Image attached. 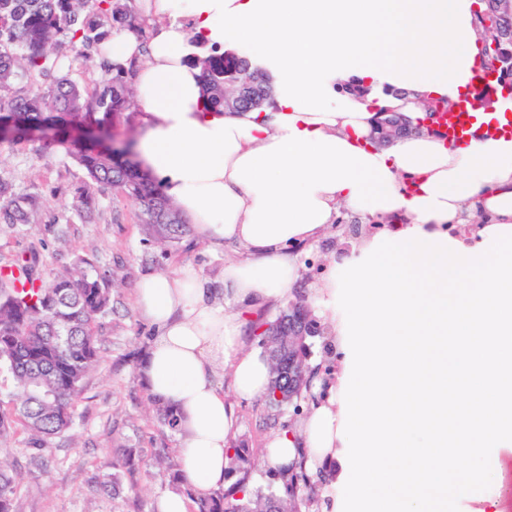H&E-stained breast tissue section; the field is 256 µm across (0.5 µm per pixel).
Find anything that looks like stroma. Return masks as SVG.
Wrapping results in <instances>:
<instances>
[{
    "label": "stroma",
    "instance_id": "obj_1",
    "mask_svg": "<svg viewBox=\"0 0 512 512\" xmlns=\"http://www.w3.org/2000/svg\"><path fill=\"white\" fill-rule=\"evenodd\" d=\"M0 170L9 173L18 192L38 200L34 224H0V266L21 254H36L37 270L49 274L79 252L93 259L98 270L112 273V311L101 336L102 360L84 381L74 424L68 435L53 440L50 452L34 457L24 452L26 436L15 432L0 438L9 456L0 463L20 477L15 512H160L162 498L173 488L152 475L145 458L162 449L176 450L180 436L158 424L150 394L138 367L153 336V328L136 306V287L150 273L194 269L217 282L226 257L243 256L237 244L214 245L195 235L170 251L147 241L139 221L137 202L118 194L101 196L93 213L71 211L69 201L82 171L57 150L43 156L30 139L0 142ZM302 265L298 293L309 294L325 276L331 250L326 244L294 246ZM239 428L235 440L254 448L250 484L281 490L259 448L278 431L261 401L235 405ZM131 456L132 466L121 476L122 491L112 496L101 484L111 474L113 457Z\"/></svg>",
    "mask_w": 512,
    "mask_h": 512
}]
</instances>
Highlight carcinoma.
Returning <instances> with one entry per match:
<instances>
[{"mask_svg":"<svg viewBox=\"0 0 512 512\" xmlns=\"http://www.w3.org/2000/svg\"><path fill=\"white\" fill-rule=\"evenodd\" d=\"M118 27L142 33L129 0H0V121L21 134L36 129L46 136L111 126L132 105L129 71L103 60L98 67L104 79L90 89L58 75L59 53L65 48L93 61ZM238 60L242 73L226 77L224 54L214 51L198 59L209 104L226 112L258 108L269 96L264 78L245 57ZM55 147L84 174L69 203L72 210L83 213L97 195L114 191L140 205L144 232L158 246H176L192 235V225L124 153L84 139L45 140L41 152ZM37 214L36 198L0 177V224H30ZM12 266L30 288L16 289L13 275L0 269V369L11 374L16 388V401L0 409V436L20 428L28 435L29 450L42 455L51 451L52 439L71 428L83 381L100 362L99 332L112 307V279L82 255L49 277L37 272L34 257L21 255ZM303 304L305 297L298 294L274 320L256 325L272 371L262 402L276 418L302 397V379L311 372L307 339L319 335V328L300 314ZM291 363L296 378L279 398L278 375ZM154 406L163 426L180 430L173 404L156 400ZM145 465L162 470L173 485H185L169 454L158 453ZM238 472L225 493L187 489L191 512H300L317 505L313 482L303 470L279 467L285 497L248 488V471ZM17 483L18 473L0 465V512H14Z\"/></svg>","mask_w":512,"mask_h":512,"instance_id":"obj_1","label":"carcinoma"}]
</instances>
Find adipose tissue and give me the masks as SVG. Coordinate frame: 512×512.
Instances as JSON below:
<instances>
[{"label": "adipose tissue", "mask_w": 512, "mask_h": 512, "mask_svg": "<svg viewBox=\"0 0 512 512\" xmlns=\"http://www.w3.org/2000/svg\"><path fill=\"white\" fill-rule=\"evenodd\" d=\"M142 35L103 55L129 69L134 159L203 239L238 243L217 287L188 267L145 276L156 331L139 371L181 416L185 479L224 483L237 418L263 398L266 355L240 311L292 296L290 245L321 241L343 212L391 221L336 257L309 302L328 328L333 382L267 461L309 476L340 467L322 512H501L476 496L512 454V139L453 147L422 102L466 93L477 63L474 0H133ZM234 49L272 81L263 106L212 108L196 57ZM416 130L370 143L379 112ZM229 373L221 383L218 370Z\"/></svg>", "instance_id": "1"}]
</instances>
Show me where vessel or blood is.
Listing matches in <instances>:
<instances>
[{"label":"vessel or blood","mask_w":512,"mask_h":512,"mask_svg":"<svg viewBox=\"0 0 512 512\" xmlns=\"http://www.w3.org/2000/svg\"><path fill=\"white\" fill-rule=\"evenodd\" d=\"M497 84L486 75H479L478 83L473 86L465 100V109L461 112L442 113L437 131L441 138L460 144L468 143L475 133L488 135L501 134L512 136V113H504L499 119H486L478 106L495 94Z\"/></svg>","instance_id":"obj_1"}]
</instances>
